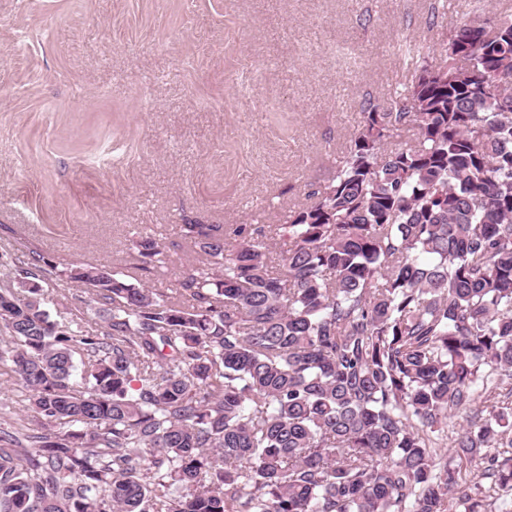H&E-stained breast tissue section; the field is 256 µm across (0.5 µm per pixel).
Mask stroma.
<instances>
[{"mask_svg":"<svg viewBox=\"0 0 512 512\" xmlns=\"http://www.w3.org/2000/svg\"><path fill=\"white\" fill-rule=\"evenodd\" d=\"M0 0V250L133 271L134 233L281 224L468 0Z\"/></svg>","mask_w":512,"mask_h":512,"instance_id":"1","label":"stroma"}]
</instances>
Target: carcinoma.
I'll list each match as a JSON object with an SVG mask.
<instances>
[{
  "mask_svg": "<svg viewBox=\"0 0 512 512\" xmlns=\"http://www.w3.org/2000/svg\"><path fill=\"white\" fill-rule=\"evenodd\" d=\"M362 115L285 223L132 237L145 270L195 254L168 292L0 253L28 401L0 408V512H485L512 489V21L462 25ZM50 276L86 294L66 324Z\"/></svg>",
  "mask_w": 512,
  "mask_h": 512,
  "instance_id": "1",
  "label": "carcinoma"
}]
</instances>
